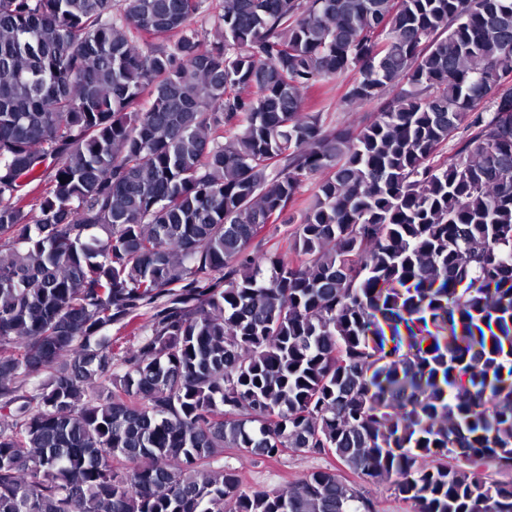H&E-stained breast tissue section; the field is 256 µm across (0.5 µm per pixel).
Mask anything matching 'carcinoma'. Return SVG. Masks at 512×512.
I'll return each instance as SVG.
<instances>
[{
    "label": "carcinoma",
    "instance_id": "carcinoma-1",
    "mask_svg": "<svg viewBox=\"0 0 512 512\" xmlns=\"http://www.w3.org/2000/svg\"><path fill=\"white\" fill-rule=\"evenodd\" d=\"M511 71L512 0H0V512H512ZM342 94L343 88L336 85V82L330 81L320 89L311 92L307 102L317 108L324 106L329 119L337 124L347 117V113L351 112V109L342 102ZM316 179H312L307 181L302 188L301 195L297 203L289 209L286 214V218L293 217V223L291 224H269L264 229L262 235L259 237L264 238V249L272 250L271 248L276 245V243L281 240L284 235L285 230H291L295 227L296 224H299L301 217V210L307 204L308 198L311 196L314 190V183ZM224 468H234L240 472L244 486L252 490L274 489L288 485L303 475L335 465L332 458L313 453H292L279 461H262L250 463L241 461L230 451L224 452ZM348 479L354 481L366 491L367 495L376 502L378 512H414L411 504L397 499L393 494V490L389 489V486H377L366 481V479L352 475H349Z\"/></svg>",
    "mask_w": 512,
    "mask_h": 512
}]
</instances>
